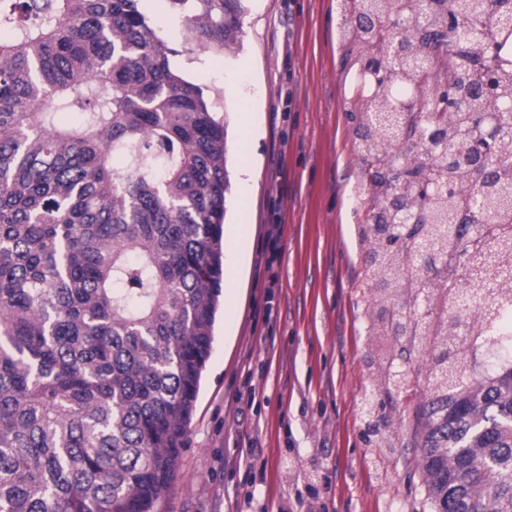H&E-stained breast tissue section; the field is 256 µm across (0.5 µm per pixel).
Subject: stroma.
<instances>
[{"instance_id": "obj_1", "label": "stroma", "mask_w": 512, "mask_h": 512, "mask_svg": "<svg viewBox=\"0 0 512 512\" xmlns=\"http://www.w3.org/2000/svg\"><path fill=\"white\" fill-rule=\"evenodd\" d=\"M157 24L228 123L224 281L235 292L156 512H429L414 435L430 346L373 327L383 303L365 275L338 0H248L228 58L191 48L172 18ZM404 348L409 383L387 390L385 358ZM369 403L389 447L364 431Z\"/></svg>"}]
</instances>
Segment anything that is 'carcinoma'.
<instances>
[{
	"label": "carcinoma",
	"instance_id": "obj_1",
	"mask_svg": "<svg viewBox=\"0 0 512 512\" xmlns=\"http://www.w3.org/2000/svg\"><path fill=\"white\" fill-rule=\"evenodd\" d=\"M246 0H0V512H154L176 476L212 346L222 294L230 176L226 123L203 88L170 59L155 15L187 41L227 54L243 34ZM500 36L494 0H446ZM428 0H401L424 32ZM475 42L448 39L435 56L456 75ZM381 90L412 93L418 62ZM424 116L397 129L363 123L357 164L364 205L384 194L373 161L420 138ZM60 112L81 122L56 123ZM437 194L433 224L381 253L367 279L411 342L432 357L417 413L418 467L431 512H512V364L472 375L473 352L435 313L452 292L475 336L512 333V163L498 190ZM446 267L424 279L409 256L425 243Z\"/></svg>",
	"mask_w": 512,
	"mask_h": 512
}]
</instances>
